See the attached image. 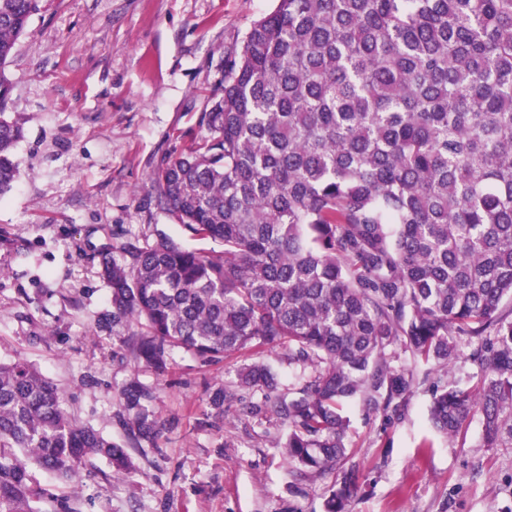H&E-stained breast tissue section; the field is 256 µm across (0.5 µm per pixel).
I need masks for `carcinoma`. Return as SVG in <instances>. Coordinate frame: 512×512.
<instances>
[{"label": "carcinoma", "instance_id": "obj_1", "mask_svg": "<svg viewBox=\"0 0 512 512\" xmlns=\"http://www.w3.org/2000/svg\"><path fill=\"white\" fill-rule=\"evenodd\" d=\"M42 0H0V195L12 189L23 126L7 116L3 66ZM204 133L154 172L157 205L197 239L163 231L107 249L112 332L162 371L177 352L237 369L287 428L297 475L335 473L325 512L355 489L345 410L394 411L418 367L443 373L429 420L454 439L484 419V445H512V0H276L201 113ZM474 384L452 373L462 347ZM413 364L394 365L398 351ZM224 386L206 416L224 418ZM128 439L74 422L26 361L0 363V512H41L36 465L77 483L105 460L133 469L152 443V388L121 389Z\"/></svg>", "mask_w": 512, "mask_h": 512}]
</instances>
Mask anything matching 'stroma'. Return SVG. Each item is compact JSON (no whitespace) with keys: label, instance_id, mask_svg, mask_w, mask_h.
Returning a JSON list of instances; mask_svg holds the SVG:
<instances>
[{"label":"stroma","instance_id":"35a3bbf8","mask_svg":"<svg viewBox=\"0 0 512 512\" xmlns=\"http://www.w3.org/2000/svg\"><path fill=\"white\" fill-rule=\"evenodd\" d=\"M275 0H43L4 70L10 117L25 136L13 151L18 176L0 197V362L24 359L56 385L78 423L124 440L119 392L131 379L155 390L163 426L133 449L135 469L113 476L105 462L77 484L31 468L49 492L41 512H324L334 474L294 475L274 442V413L225 404L205 418L208 391L236 387L234 355L205 363L180 352L157 372L96 324L110 289L97 271L117 236L161 229L192 250L156 204L160 161L190 145L224 75L228 51ZM429 384L398 415L348 408V464L357 477L348 512H512V446L483 444L482 415L447 440L428 420Z\"/></svg>","mask_w":512,"mask_h":512}]
</instances>
